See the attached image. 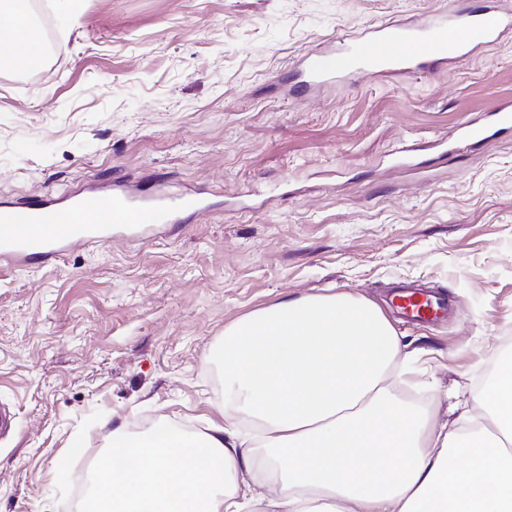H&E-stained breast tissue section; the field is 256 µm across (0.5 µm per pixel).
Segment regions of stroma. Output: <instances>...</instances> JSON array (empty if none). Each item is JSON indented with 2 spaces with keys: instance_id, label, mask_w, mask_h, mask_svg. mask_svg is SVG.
<instances>
[{
  "instance_id": "35a3bbf8",
  "label": "stroma",
  "mask_w": 512,
  "mask_h": 512,
  "mask_svg": "<svg viewBox=\"0 0 512 512\" xmlns=\"http://www.w3.org/2000/svg\"><path fill=\"white\" fill-rule=\"evenodd\" d=\"M448 0H33L45 63L0 68V201L97 187L208 190L209 213L145 241L0 265V512H74L113 430L224 422L213 349L285 298L362 296L413 372L470 395L512 339V133L458 129L512 100V33L447 68L289 96L326 40L415 24ZM407 146L417 169L398 165ZM444 290L447 321L386 305Z\"/></svg>"
}]
</instances>
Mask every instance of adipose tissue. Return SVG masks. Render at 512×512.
Returning a JSON list of instances; mask_svg holds the SVG:
<instances>
[{
  "instance_id": "obj_1",
  "label": "adipose tissue",
  "mask_w": 512,
  "mask_h": 512,
  "mask_svg": "<svg viewBox=\"0 0 512 512\" xmlns=\"http://www.w3.org/2000/svg\"><path fill=\"white\" fill-rule=\"evenodd\" d=\"M0 66L40 55L5 0ZM223 424L116 428L83 512H512V358L451 425L402 400L408 356L375 303L286 298L225 327Z\"/></svg>"
}]
</instances>
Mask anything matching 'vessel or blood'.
<instances>
[{
    "label": "vessel or blood",
    "mask_w": 512,
    "mask_h": 512,
    "mask_svg": "<svg viewBox=\"0 0 512 512\" xmlns=\"http://www.w3.org/2000/svg\"><path fill=\"white\" fill-rule=\"evenodd\" d=\"M512 29V10L475 12L454 0L423 27L378 28L306 55L301 66L304 89L343 80L351 72L400 76L424 69L440 70L464 52L494 44ZM490 122L475 120L462 139L483 142L491 129H512V102L495 106ZM203 192L94 193L43 198L26 205L0 204V262L17 267H44L78 247L113 239H145L161 224H176L208 211ZM392 303L406 318L434 323L447 317L444 298L426 288L396 289Z\"/></svg>",
    "instance_id": "1"
}]
</instances>
